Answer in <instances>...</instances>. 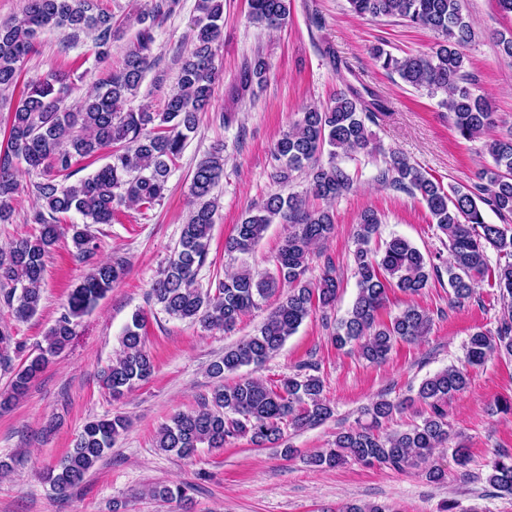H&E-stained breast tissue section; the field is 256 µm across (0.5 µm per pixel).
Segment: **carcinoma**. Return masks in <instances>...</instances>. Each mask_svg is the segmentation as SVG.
I'll return each mask as SVG.
<instances>
[{
    "label": "carcinoma",
    "mask_w": 512,
    "mask_h": 512,
    "mask_svg": "<svg viewBox=\"0 0 512 512\" xmlns=\"http://www.w3.org/2000/svg\"><path fill=\"white\" fill-rule=\"evenodd\" d=\"M354 13L369 17H399L415 26L429 28L441 40L429 53L396 57L380 46L372 48L382 67L396 73L407 85L442 91V104L453 114L454 128L465 140L483 136L494 126L489 104L467 86L460 47L474 35L462 13L461 0H348ZM173 5V0H154L136 17L142 25L126 52L122 66L98 82L75 110L62 106L66 76L51 71L26 83L17 107L10 113L6 142L0 145V223L11 219L21 190L20 172L40 178L33 184L40 205L30 215L36 233L18 240L0 252V300L15 317L26 320L39 310L46 260L63 233L60 217L75 212L83 223L69 225L75 257L87 262L97 245L94 224H110L123 207L152 206L164 198L171 167L185 148L189 134L196 132L199 113L210 105L217 80L215 58L223 38L224 0H197L196 41L182 56L177 90L169 95L163 111L147 106L122 111L121 105L137 93L153 65L150 50L153 29ZM250 16L260 25L278 28L289 15L288 0H249ZM45 30L77 35L94 34L98 60L111 55L112 41L123 37L124 24L100 8L98 0H25L21 15L0 22V92L19 86L22 64L35 52L36 39ZM269 66L262 53L245 60L229 97L234 103L253 93L267 79ZM386 101L373 91L362 92L348 85L325 108L307 107L284 131L273 149L278 162L275 179L286 186L295 172H303L309 192L333 199L348 191L349 174L335 162L343 152L365 150L371 144L366 122L387 112ZM329 149L330 161L320 163ZM493 167L478 173L477 181L444 188L418 166L394 153L379 180L395 189L418 195L437 229L446 237L450 261L448 284L454 301L461 304L474 294L477 279L493 275L500 289L504 314L495 334L477 331L467 340L466 362L483 364L494 353L512 356V262L494 270L487 264L493 249L512 257V135L486 143ZM108 151V162L88 177L66 186L73 167L81 160ZM224 149L215 148L196 164L188 194L191 210L182 225L179 241L151 286V297L171 317L198 322L207 329L229 331L242 315L256 306L281 283L288 296L269 314L257 333L224 349V356L211 363L209 373L221 380L210 395L201 398L200 409L179 412L158 433L157 447L184 459L199 449H221L239 436L249 437L258 447H276L283 437L281 424L302 429L325 422L333 409L323 397L321 379L299 373L267 385L260 378H245L222 384L224 374L243 366H262L294 334L317 307L336 302L340 280L336 268L327 263L320 277L305 278L314 248L332 235L334 215L328 209H310L296 193H274L244 214L235 234L225 243L229 253H249L269 225L280 219L290 224L288 237L275 257V272L260 274L243 270L203 288L198 280L204 266L219 204L213 190L224 175ZM490 209L501 220L486 221ZM380 218L372 209L360 214L354 239V276L357 295L346 317L338 323L333 340L339 347L358 346L361 355L377 363L388 356L397 341L413 342L430 330L432 319L415 304L384 322L380 312L391 288L408 296L420 294L438 267L408 240L395 236L375 257L370 244L378 233ZM126 272L121 258L99 261L89 268L69 293L64 313L47 331L46 346L29 356L14 373L9 391L0 395V410L8 409L44 371L50 359L70 342L77 319L112 292ZM145 316L133 314L121 336L122 351L102 374L103 386L114 398L147 381L154 365L143 348ZM467 369L449 366L419 385L417 397L429 411L411 428L380 433L383 423L404 408L405 401L383 394L366 406V417L355 427L336 432L329 448L308 459L316 469H331L349 461L365 466L382 465L395 471L422 469L433 483L446 473L430 464L435 449L448 444L450 424L445 406L448 399L468 388ZM127 417L105 415L86 422L74 447L50 469L48 480L62 496L80 485L96 463L112 448L117 436L127 430ZM487 481L504 495L512 496V451H497L488 463ZM189 484L156 485L148 491L154 499L181 503L185 512L192 505Z\"/></svg>",
    "instance_id": "cac0c4a2"
}]
</instances>
